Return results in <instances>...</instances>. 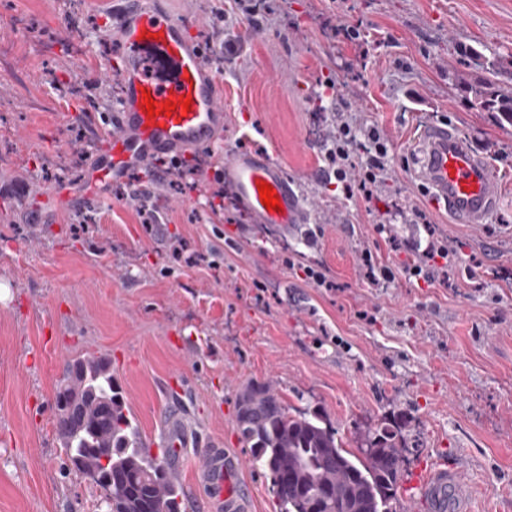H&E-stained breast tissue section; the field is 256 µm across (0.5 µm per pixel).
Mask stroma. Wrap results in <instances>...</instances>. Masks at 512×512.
<instances>
[{
  "mask_svg": "<svg viewBox=\"0 0 512 512\" xmlns=\"http://www.w3.org/2000/svg\"><path fill=\"white\" fill-rule=\"evenodd\" d=\"M165 2L197 45L225 5ZM113 3L0 0V512H108L56 429V386L89 354L111 360L144 440L160 442L171 415L187 422L182 512H208L196 476L215 443L239 461L252 512H277L235 426L240 393L257 383L290 413L324 410L351 451L367 428L406 417L393 512H429L410 480L460 452L473 512H512V184L487 223L455 224L410 176L424 120L453 126L490 178L512 172V125L455 84L512 86V0H276L261 29L238 21L224 134L201 150L199 179L226 153L268 154L310 211L285 236L169 184L154 193L169 221L152 228L111 191L73 207L108 158V139L88 132L111 127L117 100ZM348 22L369 37L356 73L354 48L329 30ZM343 106L389 141L378 204L346 199L323 175ZM414 207L425 223H408ZM432 238L448 261L418 251ZM367 253L390 280L370 282ZM416 265L429 278L411 277Z\"/></svg>",
  "mask_w": 512,
  "mask_h": 512,
  "instance_id": "35a3bbf8",
  "label": "stroma"
}]
</instances>
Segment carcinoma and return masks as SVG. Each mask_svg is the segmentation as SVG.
Wrapping results in <instances>:
<instances>
[{
  "instance_id": "1",
  "label": "carcinoma",
  "mask_w": 512,
  "mask_h": 512,
  "mask_svg": "<svg viewBox=\"0 0 512 512\" xmlns=\"http://www.w3.org/2000/svg\"><path fill=\"white\" fill-rule=\"evenodd\" d=\"M470 104L512 125V92L487 80L467 87ZM79 410L78 419L64 408ZM56 427L73 467L102 489L112 478V512H181L169 449L146 447L123 390L103 356L69 364L55 392ZM239 439L265 472L280 512H388L401 482L405 427L367 429L358 452L345 449L319 408L293 415L271 385L247 386L236 408Z\"/></svg>"
}]
</instances>
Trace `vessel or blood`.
Wrapping results in <instances>:
<instances>
[{
  "label": "vessel or blood",
  "mask_w": 512,
  "mask_h": 512,
  "mask_svg": "<svg viewBox=\"0 0 512 512\" xmlns=\"http://www.w3.org/2000/svg\"><path fill=\"white\" fill-rule=\"evenodd\" d=\"M115 33L125 50L119 73L120 96L112 116L110 159L92 167L87 175L85 199L98 198L102 188L124 180L134 167L150 165L155 158L189 154L211 146L224 132V103L219 79L209 72L199 48L187 41L181 24L170 14L153 10L148 0H124L117 13ZM157 50L173 67L170 79H158L145 57ZM156 104L172 101V115L147 116L143 93ZM191 109H182L183 99ZM419 156L414 177L431 192L436 206L444 208L458 224H483L497 210L501 192L485 174L487 160L473 151L455 130L441 124L423 126L413 144ZM224 180L239 204L256 223L282 230L307 223L294 185L264 154L234 151L221 165ZM270 184L281 204L267 209L258 190ZM238 463L222 448H207L200 479L208 491L210 512H251L248 497L237 477ZM415 485L430 512H472L470 486L464 465L435 467Z\"/></svg>",
  "instance_id": "vessel-or-blood-1"
}]
</instances>
